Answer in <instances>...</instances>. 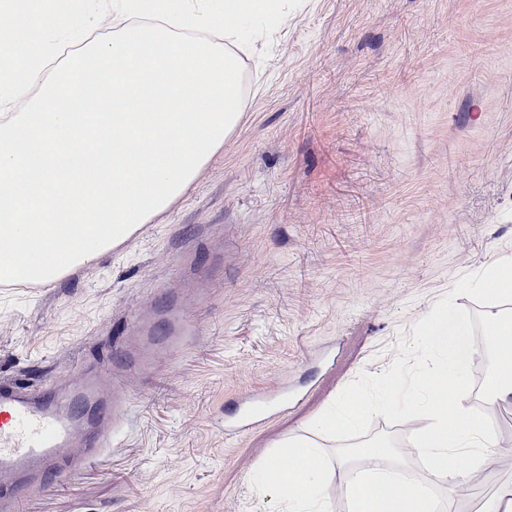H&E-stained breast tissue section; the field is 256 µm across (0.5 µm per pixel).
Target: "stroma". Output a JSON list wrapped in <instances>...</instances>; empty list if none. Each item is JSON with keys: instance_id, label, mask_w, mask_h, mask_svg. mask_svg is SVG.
I'll return each instance as SVG.
<instances>
[{"instance_id": "obj_1", "label": "stroma", "mask_w": 512, "mask_h": 512, "mask_svg": "<svg viewBox=\"0 0 512 512\" xmlns=\"http://www.w3.org/2000/svg\"><path fill=\"white\" fill-rule=\"evenodd\" d=\"M243 116L185 195L93 265L0 284V381L97 369L132 396L108 454L21 512H277L254 472L366 385L382 403L334 444L426 424L415 343L512 256V0H304L243 57ZM188 349L125 365L171 304ZM512 486L492 453L462 512ZM171 338L177 339V345L185 350L192 345L196 328L192 320L185 315L175 316L171 321Z\"/></svg>"}]
</instances>
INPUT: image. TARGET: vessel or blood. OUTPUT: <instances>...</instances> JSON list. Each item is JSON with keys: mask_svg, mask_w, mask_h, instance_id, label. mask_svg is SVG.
<instances>
[{"mask_svg": "<svg viewBox=\"0 0 512 512\" xmlns=\"http://www.w3.org/2000/svg\"><path fill=\"white\" fill-rule=\"evenodd\" d=\"M195 334L190 318L172 319L171 336L180 349L192 345ZM130 403L122 388L103 391L92 368L44 390L1 383L0 512H19L20 491L102 459Z\"/></svg>", "mask_w": 512, "mask_h": 512, "instance_id": "b4317fda", "label": "vessel or blood"}]
</instances>
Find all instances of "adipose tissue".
I'll return each mask as SVG.
<instances>
[{"mask_svg":"<svg viewBox=\"0 0 512 512\" xmlns=\"http://www.w3.org/2000/svg\"><path fill=\"white\" fill-rule=\"evenodd\" d=\"M464 290L485 297L487 332L499 339L488 360L482 397L488 403L512 406V313L503 309L512 302V258L493 261ZM420 345L436 359L429 370L430 386L416 392L427 424L413 447L377 441L368 444L356 466L348 449L329 450L320 444V437L354 432L377 412L376 401L357 393L313 420L311 436L289 435L278 457L256 474V482L268 492L286 493L288 512H328L324 490L331 484L350 500L352 512H411L409 500L415 494L435 512H459L454 487L438 493L418 488L412 466L421 460L430 473L452 480L462 474L459 460L477 459L491 445L494 433L485 416L461 402H449L434 389L456 372L476 367L477 350L465 322L449 320L444 313L429 324Z\"/></svg>","mask_w":512,"mask_h":512,"instance_id":"1","label":"adipose tissue"}]
</instances>
